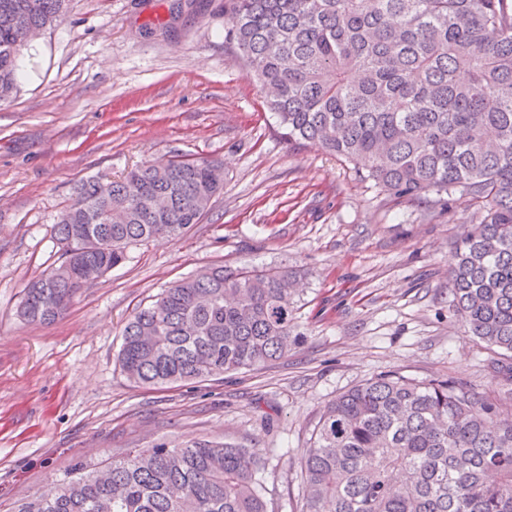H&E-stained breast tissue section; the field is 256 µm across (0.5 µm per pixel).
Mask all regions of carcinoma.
I'll use <instances>...</instances> for the list:
<instances>
[{
    "mask_svg": "<svg viewBox=\"0 0 512 512\" xmlns=\"http://www.w3.org/2000/svg\"><path fill=\"white\" fill-rule=\"evenodd\" d=\"M70 0H0V101L15 89L19 33L63 18ZM224 24L269 91L288 140L362 166L386 191L467 195L449 276L469 335L512 382V0H224ZM208 160H159L89 178L57 216L60 274L41 275L19 314L50 323L127 247L178 237L224 190ZM286 266H217L172 283L123 329L119 362L141 385L203 381L281 358L300 342ZM448 380L398 372L336 396L300 463L304 512H512V418ZM259 448L156 444L80 464L19 512H268Z\"/></svg>",
    "mask_w": 512,
    "mask_h": 512,
    "instance_id": "1",
    "label": "carcinoma"
}]
</instances>
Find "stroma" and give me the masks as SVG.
I'll use <instances>...</instances> for the list:
<instances>
[{
	"instance_id": "obj_1",
	"label": "stroma",
	"mask_w": 512,
	"mask_h": 512,
	"mask_svg": "<svg viewBox=\"0 0 512 512\" xmlns=\"http://www.w3.org/2000/svg\"><path fill=\"white\" fill-rule=\"evenodd\" d=\"M180 3L71 0L0 101V512L51 493L76 462L200 440L268 449L269 512H302L300 453L337 395L393 371L512 389L450 304L456 240L483 210L460 194L445 209L396 197L289 142L225 36L222 0ZM175 157L223 165L199 224L129 246L55 322L22 320L25 287L61 261L53 225L75 185ZM279 264L301 271L303 340L287 357L199 383L127 378L118 353L137 308L213 265Z\"/></svg>"
}]
</instances>
